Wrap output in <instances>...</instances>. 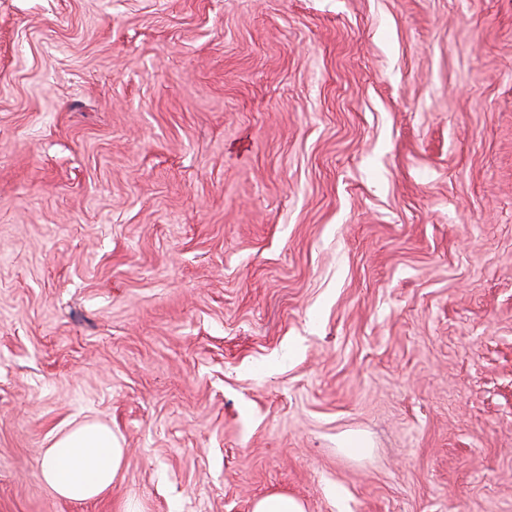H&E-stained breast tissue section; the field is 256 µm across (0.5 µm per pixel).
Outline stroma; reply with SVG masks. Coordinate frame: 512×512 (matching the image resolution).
I'll return each instance as SVG.
<instances>
[{
	"mask_svg": "<svg viewBox=\"0 0 512 512\" xmlns=\"http://www.w3.org/2000/svg\"><path fill=\"white\" fill-rule=\"evenodd\" d=\"M276 492L512 512V0H0V512ZM124 465V448L106 425L83 422L46 448L41 474L58 496L91 500L110 487Z\"/></svg>",
	"mask_w": 512,
	"mask_h": 512,
	"instance_id": "1",
	"label": "stroma"
}]
</instances>
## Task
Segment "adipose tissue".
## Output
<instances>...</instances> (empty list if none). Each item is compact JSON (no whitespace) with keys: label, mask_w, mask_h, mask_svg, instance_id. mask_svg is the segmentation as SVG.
<instances>
[{"label":"adipose tissue","mask_w":512,"mask_h":512,"mask_svg":"<svg viewBox=\"0 0 512 512\" xmlns=\"http://www.w3.org/2000/svg\"><path fill=\"white\" fill-rule=\"evenodd\" d=\"M124 465V450L111 428L84 422L46 448L41 474L58 496L91 500L108 490Z\"/></svg>","instance_id":"ef3b65f1"}]
</instances>
